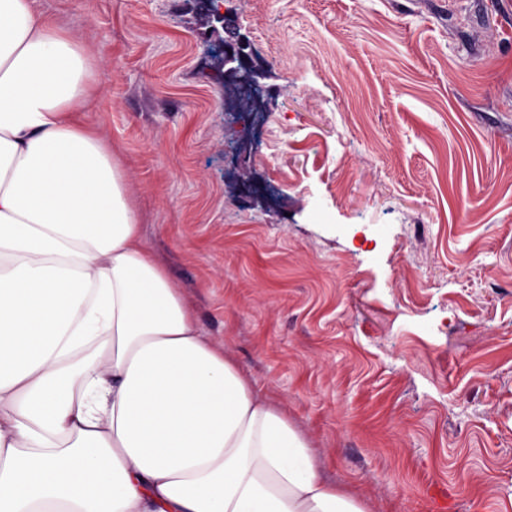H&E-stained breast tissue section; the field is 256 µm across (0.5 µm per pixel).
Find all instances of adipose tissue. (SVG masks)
I'll list each match as a JSON object with an SVG mask.
<instances>
[{
  "mask_svg": "<svg viewBox=\"0 0 512 512\" xmlns=\"http://www.w3.org/2000/svg\"><path fill=\"white\" fill-rule=\"evenodd\" d=\"M36 2L0 0V512H367L200 332Z\"/></svg>",
  "mask_w": 512,
  "mask_h": 512,
  "instance_id": "obj_1",
  "label": "adipose tissue"
}]
</instances>
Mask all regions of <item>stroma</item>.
<instances>
[{
  "mask_svg": "<svg viewBox=\"0 0 512 512\" xmlns=\"http://www.w3.org/2000/svg\"><path fill=\"white\" fill-rule=\"evenodd\" d=\"M38 0L201 333L368 512H512V0ZM223 44V51L218 58V63L224 71V78L235 80L260 95L264 88L259 79H264L265 73L248 66L240 43L224 41ZM229 51H232V54H229Z\"/></svg>",
  "mask_w": 512,
  "mask_h": 512,
  "instance_id": "obj_1",
  "label": "stroma"
}]
</instances>
